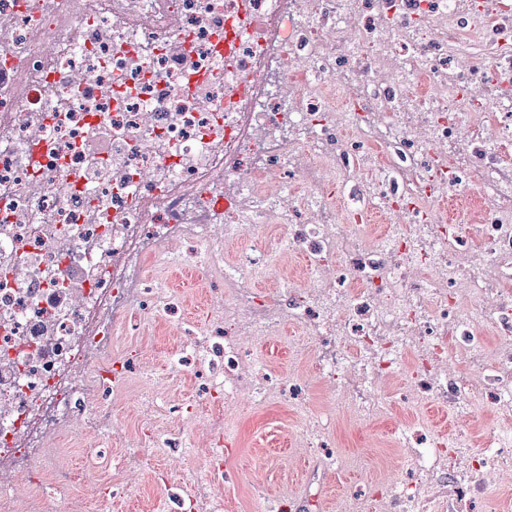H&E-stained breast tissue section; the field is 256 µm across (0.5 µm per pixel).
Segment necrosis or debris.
<instances>
[{
  "mask_svg": "<svg viewBox=\"0 0 512 512\" xmlns=\"http://www.w3.org/2000/svg\"><path fill=\"white\" fill-rule=\"evenodd\" d=\"M363 4L352 28L345 0L308 13L297 0H0V512H60L55 494L72 478L61 437L74 424L88 454L104 455L122 379L148 374L138 353L114 362L117 336L179 306L163 275L147 276L151 261L192 269L216 301L176 359L201 408L263 399V382L242 379L243 322L254 340L289 323L318 340L320 378L363 415L393 377L405 380L393 403L416 413L512 403V351L485 362L478 330L512 339V209L477 219L493 279L464 273L466 237L432 218L471 187L512 198V170L486 143L450 152L477 110L512 114V0ZM380 15L400 47L388 82L372 75ZM474 33L478 61L458 49ZM425 75L447 95L413 97ZM377 108L389 113L379 141L390 161L364 184L350 170ZM311 161L332 177L346 223L318 191L297 199L293 177ZM304 207L316 223H299ZM379 213L401 216L396 234L371 236ZM271 224L285 225L279 254L301 259L306 288L256 291ZM466 294L478 303L469 315ZM451 356L480 378L441 374ZM393 440L411 454L377 495L385 512H424L423 477L451 482L450 512H472L488 475L512 467L511 437L453 473L451 444L425 420Z\"/></svg>",
  "mask_w": 512,
  "mask_h": 512,
  "instance_id": "1",
  "label": "necrosis or debris"
}]
</instances>
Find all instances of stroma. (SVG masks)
Listing matches in <instances>:
<instances>
[{
  "label": "stroma",
  "instance_id": "obj_1",
  "mask_svg": "<svg viewBox=\"0 0 512 512\" xmlns=\"http://www.w3.org/2000/svg\"><path fill=\"white\" fill-rule=\"evenodd\" d=\"M170 286L185 298L173 321L152 322L140 338L154 389L166 391L169 399L196 404L192 375L173 377L170 353L179 343L177 327L203 322L209 302L191 270L180 269L170 277ZM247 348L264 363L269 374L263 402L240 398L225 408L224 490L209 496L184 500V512H279L289 495H296L297 512H362L361 501L373 496L377 483H394L402 478L404 451L391 440L396 424L407 420L409 412L399 408L374 417H364L343 409L336 389L317 376L313 363L317 353L314 339L294 327L279 336L260 342L247 341ZM303 381L296 401H286L279 393L288 377ZM141 382H126L121 400L112 409L119 425L112 437V451L98 460L105 474L119 476L126 449L137 447L138 430L153 423L159 430L171 429L143 394ZM320 414L327 422L329 459L310 456L303 443L308 413ZM512 419V406H486L470 419L467 449L486 446L503 434V422ZM141 476L132 492L112 501L111 512H156L168 491L211 485L216 475L203 462L186 465L177 449H149L140 464Z\"/></svg>",
  "mask_w": 512,
  "mask_h": 512
}]
</instances>
